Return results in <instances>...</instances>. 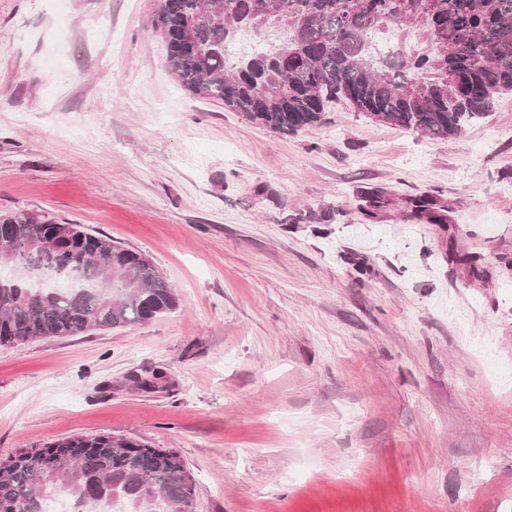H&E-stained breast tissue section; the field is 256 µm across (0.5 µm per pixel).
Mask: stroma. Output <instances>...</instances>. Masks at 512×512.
Masks as SVG:
<instances>
[{
	"label": "stroma",
	"instance_id": "1",
	"mask_svg": "<svg viewBox=\"0 0 512 512\" xmlns=\"http://www.w3.org/2000/svg\"><path fill=\"white\" fill-rule=\"evenodd\" d=\"M155 9L0 0V212L179 295L0 346V460L124 435L178 451L194 512H512V94L457 137L343 100L279 134L170 74ZM424 193L447 223L411 217Z\"/></svg>",
	"mask_w": 512,
	"mask_h": 512
}]
</instances>
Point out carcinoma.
Here are the masks:
<instances>
[{
    "label": "carcinoma",
    "instance_id": "obj_1",
    "mask_svg": "<svg viewBox=\"0 0 512 512\" xmlns=\"http://www.w3.org/2000/svg\"><path fill=\"white\" fill-rule=\"evenodd\" d=\"M152 30L168 36L167 64L185 88L283 134L317 125L343 97L379 123L458 136L512 94V0H159ZM244 30L269 44L235 61L226 45ZM410 204L416 218L447 221L429 194ZM0 224L24 243L53 228L72 240L63 252L28 250L18 276L0 279V344L84 336L178 306L148 259L103 233L37 213H0ZM187 474L174 449L76 436L9 456L0 503L44 512L62 493L83 512L108 501L125 512H190Z\"/></svg>",
    "mask_w": 512,
    "mask_h": 512
}]
</instances>
